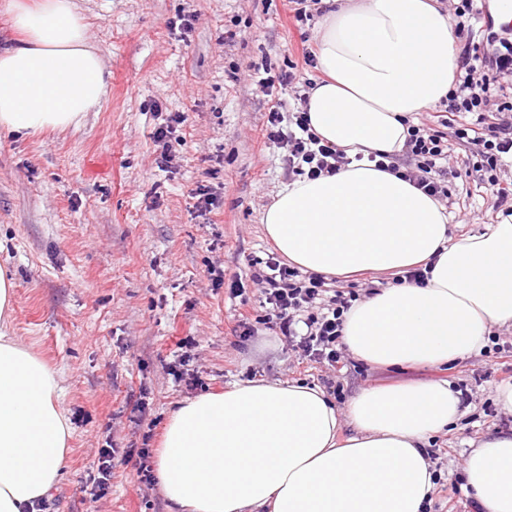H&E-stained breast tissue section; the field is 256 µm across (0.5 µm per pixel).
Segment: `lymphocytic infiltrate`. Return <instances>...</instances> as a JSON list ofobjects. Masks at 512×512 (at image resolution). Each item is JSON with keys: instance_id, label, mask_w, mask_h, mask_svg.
I'll list each match as a JSON object with an SVG mask.
<instances>
[{"instance_id": "1", "label": "lymphocytic infiltrate", "mask_w": 512, "mask_h": 512, "mask_svg": "<svg viewBox=\"0 0 512 512\" xmlns=\"http://www.w3.org/2000/svg\"><path fill=\"white\" fill-rule=\"evenodd\" d=\"M478 0H452L458 31L467 35L459 52V72L440 110L434 128L410 126L403 157L376 160L378 169L402 178L437 199H449V141L473 148L472 168L499 202L512 199V184H502L498 172L505 156H512V97L498 82L512 76V33L478 43L484 23ZM265 137L287 147L288 173L311 179L336 174L349 159L344 150L322 142L312 130L306 110L283 119L278 106L269 110ZM250 278L259 285L264 304L283 335L296 338L304 358L336 366L342 358L340 338L344 315L351 307L342 292H329L324 276L301 274L276 254L254 266Z\"/></svg>"}]
</instances>
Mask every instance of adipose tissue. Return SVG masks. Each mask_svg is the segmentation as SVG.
I'll return each instance as SVG.
<instances>
[{
    "mask_svg": "<svg viewBox=\"0 0 512 512\" xmlns=\"http://www.w3.org/2000/svg\"><path fill=\"white\" fill-rule=\"evenodd\" d=\"M323 77L310 126L346 153H403L407 121L447 94L455 32L439 0H322ZM19 38L0 49V131L79 124L106 92L103 58L74 0H5ZM438 199L370 163L282 184L266 235L300 270L404 273L425 286L376 290L344 315L342 342L379 366H440L512 326V216L450 235ZM14 274L0 267V512H37L69 451L55 375L11 334ZM464 414L442 381L367 388L346 410L302 384H235L179 404L156 459L169 512H421L437 475L429 437ZM464 489L482 512H512V433L473 442Z\"/></svg>",
    "mask_w": 512,
    "mask_h": 512,
    "instance_id": "ef3b65f1",
    "label": "adipose tissue"
}]
</instances>
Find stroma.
<instances>
[{
	"label": "stroma",
	"instance_id": "stroma-1",
	"mask_svg": "<svg viewBox=\"0 0 512 512\" xmlns=\"http://www.w3.org/2000/svg\"><path fill=\"white\" fill-rule=\"evenodd\" d=\"M89 43L111 73L108 92L78 126L0 134V266L15 275L16 340L55 374L70 452L45 512H168L155 450L175 403L256 380L322 388L337 409L362 389L445 380L473 401L430 441L440 479L427 512H475L447 488L464 475L471 441L512 431L495 391L506 354L476 352L439 367L387 368L344 356L340 368L300 356L268 319L250 266L274 252L261 215L287 182L286 149L263 130L272 100L299 107L319 69L318 19L300 26L287 0H75ZM196 15L191 31L171 28ZM294 71L262 94L260 78ZM186 115L171 168L157 165L155 129ZM218 204L198 214L191 189ZM451 234L477 233L501 211L490 191L466 197L453 181ZM224 275L213 287L211 270ZM241 292H231L234 283ZM253 327L241 336L240 317ZM182 365L184 381L169 370ZM117 453L102 497L90 493L100 448ZM148 447L147 458L127 449Z\"/></svg>",
	"mask_w": 512,
	"mask_h": 512
}]
</instances>
